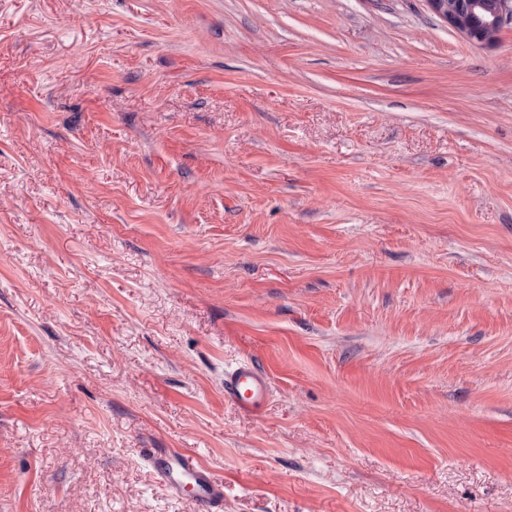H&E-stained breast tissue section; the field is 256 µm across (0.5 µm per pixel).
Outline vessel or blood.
Segmentation results:
<instances>
[{
    "label": "vessel or blood",
    "mask_w": 512,
    "mask_h": 512,
    "mask_svg": "<svg viewBox=\"0 0 512 512\" xmlns=\"http://www.w3.org/2000/svg\"><path fill=\"white\" fill-rule=\"evenodd\" d=\"M269 389L265 374L251 363L241 364L224 376L225 397L247 412H256L263 407ZM148 463L156 478L172 491H180L184 484H191L200 512H219L223 483L191 455L177 450H156L149 456Z\"/></svg>",
    "instance_id": "vessel-or-blood-1"
}]
</instances>
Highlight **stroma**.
<instances>
[{
    "mask_svg": "<svg viewBox=\"0 0 512 512\" xmlns=\"http://www.w3.org/2000/svg\"><path fill=\"white\" fill-rule=\"evenodd\" d=\"M149 448L223 512H512V25L0 0V512H197ZM269 382L253 363H244L224 374V395L247 412L259 411L269 395ZM148 463L156 478L178 493L184 483L195 490V501L201 512H220L223 501V483L209 469L200 465L191 455L177 450L150 451Z\"/></svg>",
    "mask_w": 512,
    "mask_h": 512,
    "instance_id": "35a3bbf8",
    "label": "stroma"
}]
</instances>
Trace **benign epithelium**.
<instances>
[{
    "mask_svg": "<svg viewBox=\"0 0 512 512\" xmlns=\"http://www.w3.org/2000/svg\"><path fill=\"white\" fill-rule=\"evenodd\" d=\"M429 11L448 28L478 45H491L512 23V0H425Z\"/></svg>",
    "mask_w": 512,
    "mask_h": 512,
    "instance_id": "obj_1",
    "label": "benign epithelium"
}]
</instances>
